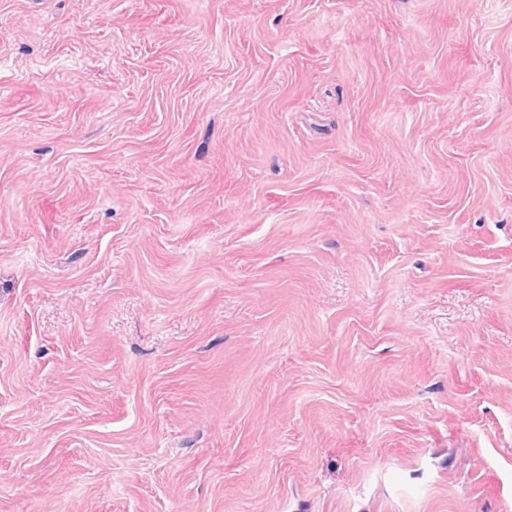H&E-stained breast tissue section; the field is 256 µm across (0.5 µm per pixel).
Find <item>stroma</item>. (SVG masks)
I'll return each mask as SVG.
<instances>
[{"label":"stroma","mask_w":512,"mask_h":512,"mask_svg":"<svg viewBox=\"0 0 512 512\" xmlns=\"http://www.w3.org/2000/svg\"><path fill=\"white\" fill-rule=\"evenodd\" d=\"M0 512H512V0H0Z\"/></svg>","instance_id":"obj_1"}]
</instances>
